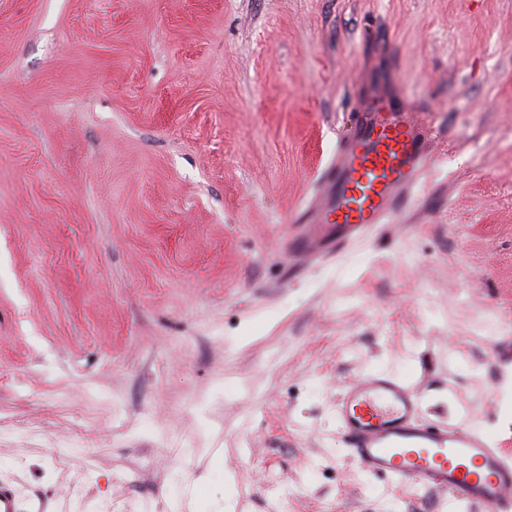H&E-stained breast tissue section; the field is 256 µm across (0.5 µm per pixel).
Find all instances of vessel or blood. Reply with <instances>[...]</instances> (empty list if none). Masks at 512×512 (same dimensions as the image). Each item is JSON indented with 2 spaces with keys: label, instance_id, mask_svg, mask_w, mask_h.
<instances>
[{
  "label": "vessel or blood",
  "instance_id": "obj_1",
  "mask_svg": "<svg viewBox=\"0 0 512 512\" xmlns=\"http://www.w3.org/2000/svg\"><path fill=\"white\" fill-rule=\"evenodd\" d=\"M429 139L430 127L415 108L356 112L306 223L331 225L339 245L383 223L431 163ZM419 413L412 387L384 374L347 384L336 404L343 441L365 471L488 512H512V462L501 450L480 434L423 422Z\"/></svg>",
  "mask_w": 512,
  "mask_h": 512
}]
</instances>
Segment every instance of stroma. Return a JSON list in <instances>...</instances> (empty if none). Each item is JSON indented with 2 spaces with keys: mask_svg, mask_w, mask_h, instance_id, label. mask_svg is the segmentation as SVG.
Masks as SVG:
<instances>
[{
  "mask_svg": "<svg viewBox=\"0 0 512 512\" xmlns=\"http://www.w3.org/2000/svg\"><path fill=\"white\" fill-rule=\"evenodd\" d=\"M386 224L293 255L355 112ZM512 0H0V483L21 512H487L354 463L346 381L512 452ZM429 139L430 127L413 107L355 112L353 132L339 144L327 180L299 223L331 224L336 248L383 224L431 163Z\"/></svg>",
  "mask_w": 512,
  "mask_h": 512,
  "instance_id": "obj_1",
  "label": "stroma"
}]
</instances>
